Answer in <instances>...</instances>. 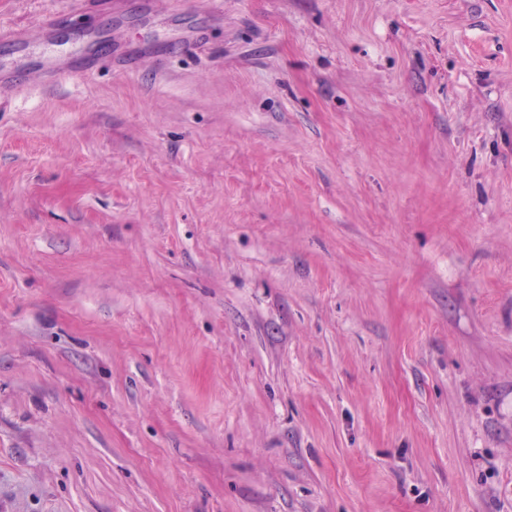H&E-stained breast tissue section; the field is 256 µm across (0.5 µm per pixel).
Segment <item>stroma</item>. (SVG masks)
<instances>
[{"label": "stroma", "mask_w": 512, "mask_h": 512, "mask_svg": "<svg viewBox=\"0 0 512 512\" xmlns=\"http://www.w3.org/2000/svg\"><path fill=\"white\" fill-rule=\"evenodd\" d=\"M0 512H512V0H0Z\"/></svg>", "instance_id": "1"}]
</instances>
